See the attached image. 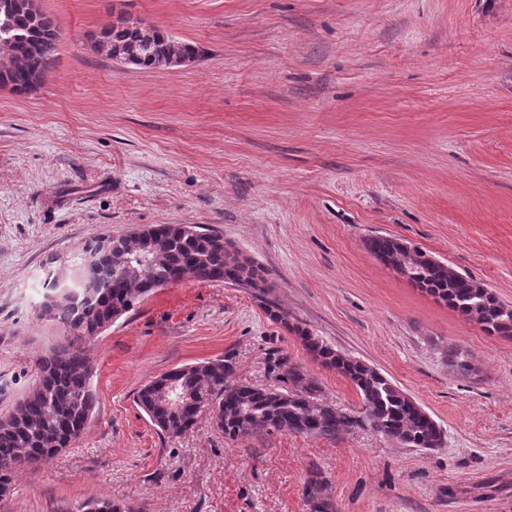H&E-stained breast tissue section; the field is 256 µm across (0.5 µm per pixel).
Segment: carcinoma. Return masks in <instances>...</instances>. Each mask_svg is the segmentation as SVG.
Instances as JSON below:
<instances>
[{"label": "carcinoma", "mask_w": 512, "mask_h": 512, "mask_svg": "<svg viewBox=\"0 0 512 512\" xmlns=\"http://www.w3.org/2000/svg\"><path fill=\"white\" fill-rule=\"evenodd\" d=\"M15 25L29 41L20 45L8 81L12 90L24 92V81L46 73L56 61L59 29L53 18L39 8L24 6L15 11ZM113 48L140 46L139 68H157L172 56L197 57L193 44L153 29L151 36L125 17L102 30ZM375 258L406 270L413 284L459 316L478 323L489 336L512 337V306L501 302L484 284L456 272L444 262L390 236L368 242ZM100 277L92 284L73 276L67 287L47 283L55 295L49 306H40L38 317L51 320L66 332L63 340L42 354L36 365L32 388L13 411L0 417V498L10 495L15 475L38 467L68 447L86 431L97 407L93 385L94 364L90 345L102 334L112 314L126 315L151 292L177 283L173 273L183 269L191 279L210 283L249 284L264 293L262 271L236 251L226 249L224 238L195 224H158L133 235L112 239L111 249L98 254ZM267 316L296 335L320 366L347 378L359 393L362 414H344L325 401L313 377L294 363L288 353L270 354L268 372L278 388L233 384L234 356L187 364L165 372L142 385L136 405L167 438L181 437L194 429L198 414L207 409L218 421L224 436L290 432L313 437H336L354 428L369 427L380 435L411 448L439 447L441 428L411 396L376 368L345 356L308 329L292 322L274 302L264 303ZM174 383L179 391L196 396L199 405L184 410L165 408L164 390ZM327 481L312 473L303 495L310 512H335L326 495ZM77 512H135L131 505L100 497L86 501Z\"/></svg>", "instance_id": "cac0c4a2"}]
</instances>
